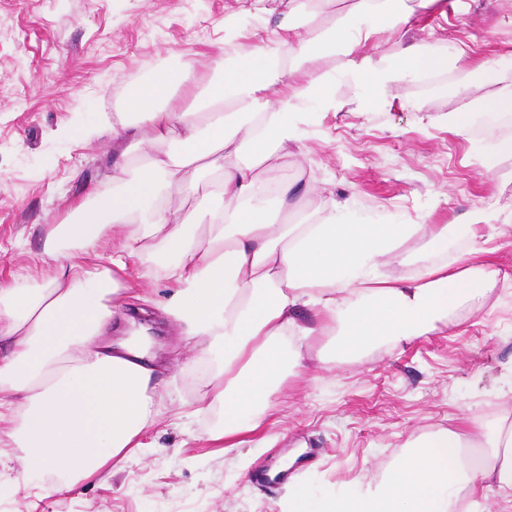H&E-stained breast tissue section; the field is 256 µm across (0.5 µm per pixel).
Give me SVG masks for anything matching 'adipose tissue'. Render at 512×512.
<instances>
[{
  "instance_id": "obj_1",
  "label": "adipose tissue",
  "mask_w": 512,
  "mask_h": 512,
  "mask_svg": "<svg viewBox=\"0 0 512 512\" xmlns=\"http://www.w3.org/2000/svg\"><path fill=\"white\" fill-rule=\"evenodd\" d=\"M445 4L351 0L344 17L302 26L279 15L252 47L216 60L220 77L156 71L128 84L130 115L110 132L140 165L116 164L94 187V205L73 222L48 225L42 258L54 273L43 285L0 287V466L16 464V483L46 469L59 471L66 489L107 478L155 423L157 355L139 338L108 337L129 261L143 248L177 285L160 309L213 355L210 400L224 413L213 442L255 432L260 412L273 410L279 344L299 350L323 336L336 358H350L383 339L412 342L451 309L485 305L501 270L480 241L485 229L512 224V214L478 209L463 224L370 223L353 219L327 188L311 201L315 221L278 224L265 201L274 194L287 206L291 188L259 174L287 165L310 112L336 108L332 83L366 107L393 87L451 73L468 46L454 59L417 43L391 59L366 49ZM179 85L193 106L175 105ZM215 175L220 191L186 208V197ZM175 186L182 199L172 198ZM112 230L122 252L106 265L90 262ZM456 235L470 245L452 258ZM413 241L426 256L405 276L385 274ZM302 308L314 309L313 322L300 321ZM490 497L497 512H512V422L490 429L464 414L456 428L411 442L380 479L349 492H293L288 512H484Z\"/></svg>"
}]
</instances>
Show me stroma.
Instances as JSON below:
<instances>
[{"mask_svg": "<svg viewBox=\"0 0 512 512\" xmlns=\"http://www.w3.org/2000/svg\"><path fill=\"white\" fill-rule=\"evenodd\" d=\"M264 14L240 0H0V283H42L43 229L67 220L121 156L108 136L64 137L76 122L111 124L123 93L156 68L200 73L233 52ZM451 53L468 43L476 57L512 50V0H462L447 16H425L407 35ZM462 60L454 73L467 95H431L423 112L395 103L358 110L336 85L339 108L313 113L290 144L272 183H294L289 222L312 219L310 193L332 186L337 201L365 219L393 215L416 224H459L482 207L512 209V156L487 160L512 128L471 125L448 131L451 112L476 109L482 90ZM165 365L155 378L161 416L140 440L144 453L111 478L60 490L52 470L0 495V512H284L289 484L264 486L258 472L289 461L297 483L336 492L379 477L417 435L457 424L462 412L493 421L512 416V277L499 279L477 312L449 311L409 344L383 339L344 360L325 339L288 365L273 414L235 448L207 435L224 425L203 408L208 354L202 340L155 313ZM270 447H258L263 437Z\"/></svg>", "mask_w": 512, "mask_h": 512, "instance_id": "35a3bbf8", "label": "stroma"}]
</instances>
